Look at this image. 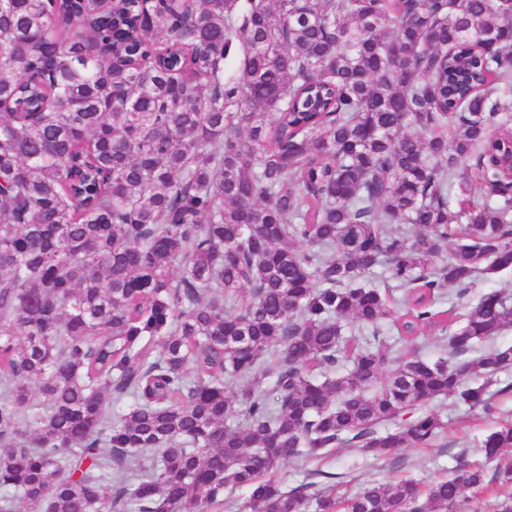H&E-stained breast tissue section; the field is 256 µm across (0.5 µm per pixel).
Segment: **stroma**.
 I'll return each instance as SVG.
<instances>
[{
	"label": "stroma",
	"mask_w": 512,
	"mask_h": 512,
	"mask_svg": "<svg viewBox=\"0 0 512 512\" xmlns=\"http://www.w3.org/2000/svg\"><path fill=\"white\" fill-rule=\"evenodd\" d=\"M494 387V410L488 415L445 401L432 403V410L447 421L448 428L431 447L401 449L390 463L354 448H339L318 460L287 463L280 478L291 487L312 482L317 490L340 497L367 481L407 476L429 481L451 474L459 462L483 463L479 452L482 441L499 426L512 422V371L498 374Z\"/></svg>",
	"instance_id": "1"
}]
</instances>
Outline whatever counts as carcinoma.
<instances>
[{"label": "carcinoma", "instance_id": "1", "mask_svg": "<svg viewBox=\"0 0 512 512\" xmlns=\"http://www.w3.org/2000/svg\"><path fill=\"white\" fill-rule=\"evenodd\" d=\"M507 84L502 0H0V512L486 491L466 464L340 500L273 476L491 409L512 294L465 296L512 267Z\"/></svg>", "mask_w": 512, "mask_h": 512}]
</instances>
